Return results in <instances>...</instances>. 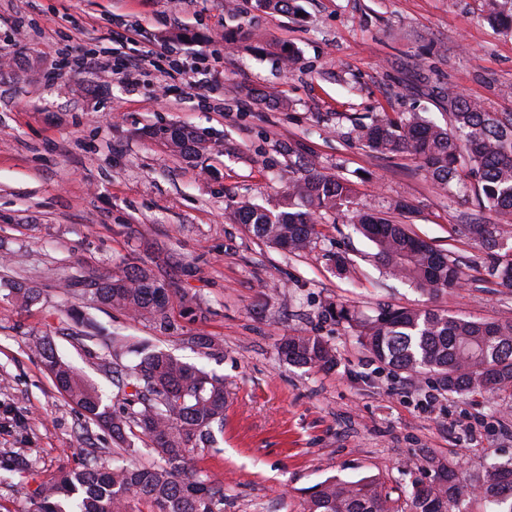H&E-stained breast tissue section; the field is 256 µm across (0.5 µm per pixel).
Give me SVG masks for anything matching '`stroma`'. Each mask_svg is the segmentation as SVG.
<instances>
[{
    "label": "stroma",
    "instance_id": "obj_1",
    "mask_svg": "<svg viewBox=\"0 0 512 512\" xmlns=\"http://www.w3.org/2000/svg\"><path fill=\"white\" fill-rule=\"evenodd\" d=\"M295 6L273 13L235 0L231 14L225 0H0V49L20 60L0 68V280L38 295L27 304L0 287V456L16 461L0 483V512H29L39 484L112 445L108 431L86 428L29 346L50 337L104 404L121 408L98 367L102 341L64 334L74 306L103 333L149 339L223 376L224 429L191 464L223 481L224 512H305V489L332 475L407 489V465L423 453L472 476L512 460L511 396L459 395L428 374L389 373L322 314L341 301L364 314L388 305L512 320V288L490 278L487 255L458 234L478 208L436 191L417 160L372 154L337 132L383 113L442 120L448 88L512 113L502 93L512 86V32L484 20L481 0ZM240 28L291 46L297 68L225 43V30ZM139 33L154 56L131 76L67 63L80 54L117 64L134 55ZM173 61L206 72L203 86L171 77ZM163 126L194 129L213 148L174 153L153 135ZM309 160L353 181L358 202L405 200L411 229L461 260L462 287L432 297L382 275L373 244L344 214L322 219L299 256L229 223L241 200L280 208ZM142 265L174 288L181 336L208 337L210 348L62 287L75 274L102 281ZM297 332L334 345L335 369L285 361L279 345Z\"/></svg>",
    "mask_w": 512,
    "mask_h": 512
}]
</instances>
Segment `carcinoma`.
Here are the masks:
<instances>
[{
    "instance_id": "obj_1",
    "label": "carcinoma",
    "mask_w": 512,
    "mask_h": 512,
    "mask_svg": "<svg viewBox=\"0 0 512 512\" xmlns=\"http://www.w3.org/2000/svg\"><path fill=\"white\" fill-rule=\"evenodd\" d=\"M484 19L512 31V0H482ZM449 123L421 112L397 120H357L344 136L383 156L406 154L419 160L433 185L446 193L467 195L463 172L478 175L475 199L492 213L458 228L460 236L491 258L490 277L512 288V114L488 111L482 102L453 90L444 92ZM155 134L185 153L210 149L196 132L159 128ZM352 181L307 163L305 173L288 181L284 209L273 212L249 200L229 211L256 238L293 255L305 252L318 235L317 219L350 212L360 234L375 247L385 274L415 285L432 296L456 288L462 263L433 248L394 215L408 204L393 201L385 211L355 206ZM72 294L89 293L96 301L123 309L164 334L178 332L172 322L170 284L150 269L136 267L106 282L71 279ZM323 313L352 329L360 343L395 374L431 373L451 393L512 396V320L485 321L444 309L381 307L363 315L344 302L329 301ZM31 347L42 357L57 389L88 424L112 432L114 448L85 455L81 469L59 474L38 486L31 512H135L140 501L153 512H224V482L189 470L190 454L207 445L213 428L224 423V378L185 363L171 354L131 342L108 339L101 366L121 391L131 389L127 407L116 414L98 390L54 351L46 337ZM281 356L300 367L336 366V349L317 336L296 333L280 344ZM147 440L160 463L139 466L116 459L135 453V441ZM412 490L393 493L377 476L348 482L334 476L306 491L307 512H512V461L487 465L469 484L461 468L424 455Z\"/></svg>"
}]
</instances>
